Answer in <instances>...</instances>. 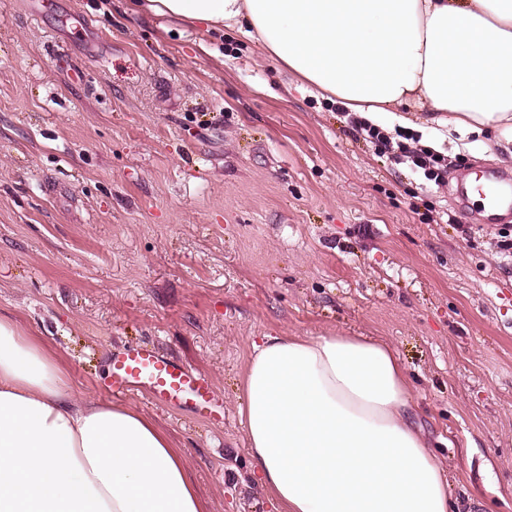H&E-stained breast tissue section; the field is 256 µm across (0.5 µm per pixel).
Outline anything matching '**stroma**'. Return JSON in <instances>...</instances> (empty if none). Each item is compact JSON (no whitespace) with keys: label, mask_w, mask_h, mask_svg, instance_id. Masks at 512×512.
I'll return each mask as SVG.
<instances>
[{"label":"stroma","mask_w":512,"mask_h":512,"mask_svg":"<svg viewBox=\"0 0 512 512\" xmlns=\"http://www.w3.org/2000/svg\"><path fill=\"white\" fill-rule=\"evenodd\" d=\"M377 124L437 143L445 184L237 30L0 0V317L96 401L115 399L113 351L142 344L208 379L218 418L117 399L182 450L211 512H273L241 423L252 342L380 339L457 512H512V260L455 194L512 159L424 112Z\"/></svg>","instance_id":"stroma-1"}]
</instances>
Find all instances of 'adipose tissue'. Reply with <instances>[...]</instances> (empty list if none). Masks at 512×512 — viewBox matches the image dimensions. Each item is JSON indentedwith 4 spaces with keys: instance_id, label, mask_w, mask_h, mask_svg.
I'll return each instance as SVG.
<instances>
[{
    "instance_id": "ef3b65f1",
    "label": "adipose tissue",
    "mask_w": 512,
    "mask_h": 512,
    "mask_svg": "<svg viewBox=\"0 0 512 512\" xmlns=\"http://www.w3.org/2000/svg\"><path fill=\"white\" fill-rule=\"evenodd\" d=\"M238 27L349 110L405 108L493 131L512 156V0H141ZM247 444L278 512H450L410 384L368 336H266L244 377ZM0 512H210L149 418L77 396L59 360L0 317Z\"/></svg>"
}]
</instances>
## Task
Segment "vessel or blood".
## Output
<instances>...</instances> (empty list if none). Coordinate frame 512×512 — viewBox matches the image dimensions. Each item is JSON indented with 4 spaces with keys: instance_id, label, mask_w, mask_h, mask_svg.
<instances>
[{
    "instance_id": "b4317fda",
    "label": "vessel or blood",
    "mask_w": 512,
    "mask_h": 512,
    "mask_svg": "<svg viewBox=\"0 0 512 512\" xmlns=\"http://www.w3.org/2000/svg\"><path fill=\"white\" fill-rule=\"evenodd\" d=\"M457 194L464 202L474 195L485 200L488 221L502 212L512 215L510 173H488L481 183L461 184ZM110 387L116 395L146 391L155 402L194 416L204 415L217 399L212 385L195 370L145 346L113 354Z\"/></svg>"
}]
</instances>
